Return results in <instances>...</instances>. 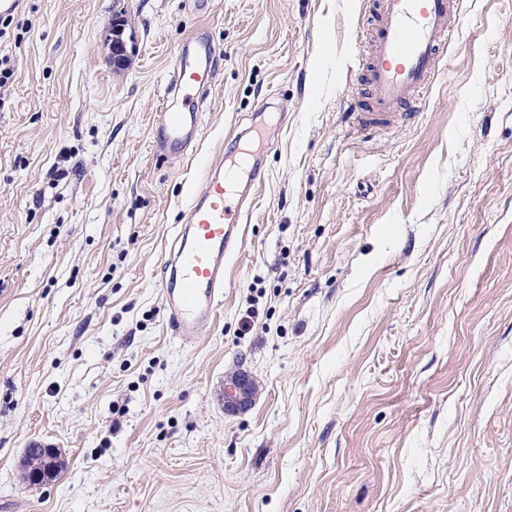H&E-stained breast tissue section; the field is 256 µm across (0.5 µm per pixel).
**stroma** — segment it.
<instances>
[{"instance_id": "obj_1", "label": "stroma", "mask_w": 512, "mask_h": 512, "mask_svg": "<svg viewBox=\"0 0 512 512\" xmlns=\"http://www.w3.org/2000/svg\"><path fill=\"white\" fill-rule=\"evenodd\" d=\"M375 0H23L0 108V512H512V0H460L417 115L349 116ZM122 23L129 63L103 39ZM218 67L154 146L179 49ZM277 112L204 336L163 256ZM255 378L246 413L224 377ZM60 448L49 484L25 450ZM214 46L206 29L187 39L180 51V64L174 73L156 123V148L184 155L197 139L199 114L197 98L213 82ZM256 397V385L250 374L238 371L224 381V411L240 414L251 409Z\"/></svg>"}]
</instances>
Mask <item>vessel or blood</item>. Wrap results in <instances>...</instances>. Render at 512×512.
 Returning <instances> with one entry per match:
<instances>
[{
	"label": "vessel or blood",
	"instance_id": "vessel-or-blood-1",
	"mask_svg": "<svg viewBox=\"0 0 512 512\" xmlns=\"http://www.w3.org/2000/svg\"><path fill=\"white\" fill-rule=\"evenodd\" d=\"M372 50L365 64L369 98L350 106L356 123L372 128L400 111H417L422 94L439 73L441 55L457 16L458 0H376ZM214 46L207 30H198L180 51V64L156 123L158 150L184 155L199 129L197 98L213 82ZM236 153L204 168L202 194L188 204V225L163 257L160 284L174 336L192 340L213 321L224 291V259L242 241L239 201L261 180L258 124Z\"/></svg>",
	"mask_w": 512,
	"mask_h": 512
}]
</instances>
